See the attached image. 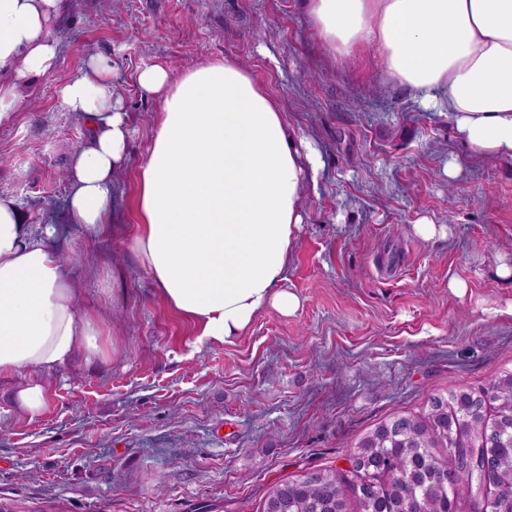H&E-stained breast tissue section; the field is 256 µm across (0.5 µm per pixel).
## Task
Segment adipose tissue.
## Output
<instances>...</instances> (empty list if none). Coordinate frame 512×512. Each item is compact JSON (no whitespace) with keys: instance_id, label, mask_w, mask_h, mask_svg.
I'll return each mask as SVG.
<instances>
[{"instance_id":"1","label":"adipose tissue","mask_w":512,"mask_h":512,"mask_svg":"<svg viewBox=\"0 0 512 512\" xmlns=\"http://www.w3.org/2000/svg\"><path fill=\"white\" fill-rule=\"evenodd\" d=\"M332 58L373 49L384 87L447 112L458 136L482 158L512 157V0H306ZM63 0H0V121L28 75L50 71V34ZM140 88L162 104L157 131L138 166L136 222L127 250L155 297L224 342L247 332L267 307L294 313L283 283L302 222V188L319 155L291 129L277 99L232 58L201 64L178 80L158 66ZM91 128L69 160L62 214L23 223L0 197V379L30 378L19 410L41 413L38 375L78 354H102L100 328L80 315L74 271L60 259L64 227L105 233L125 163L128 115L112 67L90 56L61 90Z\"/></svg>"}]
</instances>
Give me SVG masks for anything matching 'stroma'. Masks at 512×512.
<instances>
[{
	"mask_svg": "<svg viewBox=\"0 0 512 512\" xmlns=\"http://www.w3.org/2000/svg\"><path fill=\"white\" fill-rule=\"evenodd\" d=\"M51 37L54 68L24 80L0 122V197L28 224L64 201L60 174L90 131L61 88L90 55L112 62L130 138L108 232L72 229L64 248L106 356L41 374L47 406L34 417L14 403L23 377L0 380V501L260 512L270 485L346 468L393 412L512 369V276L499 273L512 267V158L473 156L447 113L383 89L370 54L329 56L303 0H66ZM227 57L280 101L320 167L283 283L299 308H267L243 336L203 343L126 250L161 110L138 76L159 66L175 80ZM422 220L447 236L423 241Z\"/></svg>",
	"mask_w": 512,
	"mask_h": 512,
	"instance_id": "stroma-1",
	"label": "stroma"
}]
</instances>
